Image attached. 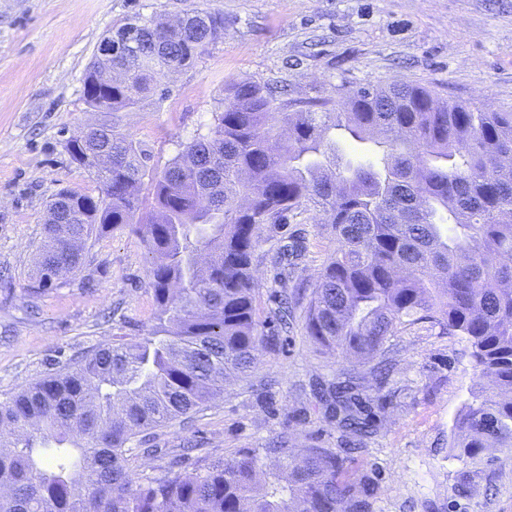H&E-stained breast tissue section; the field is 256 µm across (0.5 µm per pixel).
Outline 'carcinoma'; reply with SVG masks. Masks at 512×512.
I'll return each mask as SVG.
<instances>
[{
  "label": "carcinoma",
  "instance_id": "carcinoma-1",
  "mask_svg": "<svg viewBox=\"0 0 512 512\" xmlns=\"http://www.w3.org/2000/svg\"><path fill=\"white\" fill-rule=\"evenodd\" d=\"M224 15L193 7L116 32L95 56L84 97L97 112L133 108L209 53ZM383 131L381 160L343 162L335 130ZM68 142L97 169L98 195L49 201L36 258L38 294L76 271L92 235L137 236L153 262L147 335L84 352L0 401V512H371L375 486L345 474L330 448L294 455L288 441L243 450L191 475L139 476L126 445L224 396L271 338L256 318L253 263L267 224L313 212L336 241L304 304L315 343L383 363L389 337L420 323L465 336L489 386L471 391L453 447L476 460L512 447V112H474L424 86L362 87L339 108L282 111L256 81L226 89L207 135L162 170L104 123ZM72 201L66 222L59 201ZM370 398L336 384L342 426L370 432Z\"/></svg>",
  "mask_w": 512,
  "mask_h": 512
}]
</instances>
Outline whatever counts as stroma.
<instances>
[{
    "label": "stroma",
    "mask_w": 512,
    "mask_h": 512,
    "mask_svg": "<svg viewBox=\"0 0 512 512\" xmlns=\"http://www.w3.org/2000/svg\"><path fill=\"white\" fill-rule=\"evenodd\" d=\"M194 6L223 14V40L131 111L94 112L83 77L102 38ZM240 80L283 101L335 103L360 86L408 82L476 111L512 112V0H0V401L51 365L153 324L151 257L127 234L90 239L75 274L34 291L52 194L97 190L67 141L104 117L163 169L183 143L208 134L225 88ZM334 248L311 213L268 225L255 260L259 321L269 323L283 290L313 288ZM386 347L393 370L381 382L296 320L222 401L133 438L130 466L191 474L198 460L283 437L294 448L347 449L352 477L378 479L373 512H512V448L463 462L452 446L479 381L467 339L417 325ZM353 370L375 424L361 440L339 428L317 392Z\"/></svg>",
    "instance_id": "35a3bbf8"
}]
</instances>
